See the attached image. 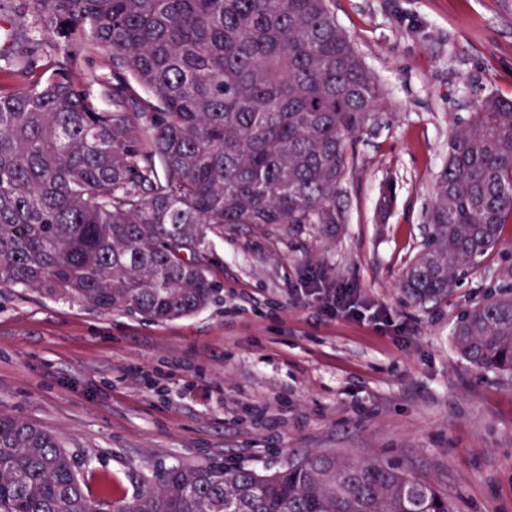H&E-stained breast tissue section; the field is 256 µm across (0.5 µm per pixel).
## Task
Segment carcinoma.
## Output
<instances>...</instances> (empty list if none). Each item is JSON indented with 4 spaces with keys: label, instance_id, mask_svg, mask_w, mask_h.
Segmentation results:
<instances>
[{
    "label": "carcinoma",
    "instance_id": "carcinoma-1",
    "mask_svg": "<svg viewBox=\"0 0 512 512\" xmlns=\"http://www.w3.org/2000/svg\"><path fill=\"white\" fill-rule=\"evenodd\" d=\"M69 46L85 37L149 95L112 106L74 79L70 54L35 75L24 19L0 69V286L33 288L151 322L204 309L215 224H341L347 139L381 96L331 0H33ZM512 99L474 100L448 134L405 268L415 301L448 295L496 251L505 284L456 319L473 365L512 371ZM0 512H456L394 461L330 454L272 473L226 464L157 469L132 498L93 502L80 463L40 425L0 411Z\"/></svg>",
    "mask_w": 512,
    "mask_h": 512
}]
</instances>
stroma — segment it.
Segmentation results:
<instances>
[{
	"instance_id": "obj_1",
	"label": "stroma",
	"mask_w": 512,
	"mask_h": 512,
	"mask_svg": "<svg viewBox=\"0 0 512 512\" xmlns=\"http://www.w3.org/2000/svg\"><path fill=\"white\" fill-rule=\"evenodd\" d=\"M337 23L382 90L347 142L345 221L213 226L214 300L149 323L29 288H0V410L58 434L90 494L132 497L161 466L263 472L330 453L397 460L461 512H512V371L470 364L451 333L502 261L490 255L453 294L422 304L398 286L421 249L449 132L472 101L512 99V0H333ZM60 52L32 0H0V67L10 18ZM101 101L119 77L90 42L69 49ZM392 187L390 205L382 192ZM344 282L380 319H325L305 300L311 272Z\"/></svg>"
}]
</instances>
